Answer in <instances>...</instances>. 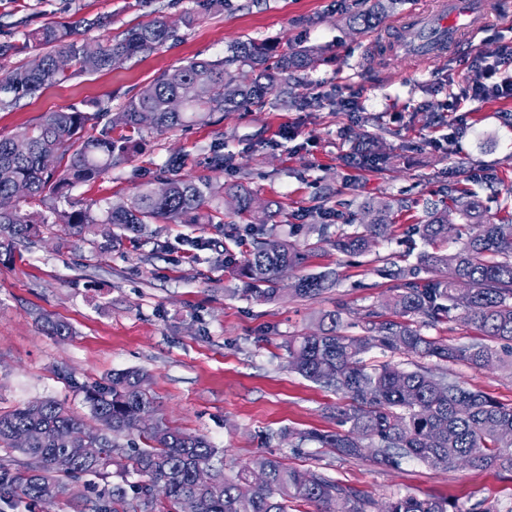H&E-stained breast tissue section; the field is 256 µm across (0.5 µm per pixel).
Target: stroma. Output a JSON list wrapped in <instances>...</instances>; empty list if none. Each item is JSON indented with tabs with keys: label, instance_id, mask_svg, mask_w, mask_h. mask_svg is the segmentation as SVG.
Listing matches in <instances>:
<instances>
[{
	"label": "stroma",
	"instance_id": "obj_1",
	"mask_svg": "<svg viewBox=\"0 0 512 512\" xmlns=\"http://www.w3.org/2000/svg\"><path fill=\"white\" fill-rule=\"evenodd\" d=\"M434 0H228L223 12L193 27L182 14L196 0H0V74L27 63L26 33L47 24L75 26L94 44L162 18L178 38L111 70L82 73L34 96L0 107V135L35 125L44 113L74 109L112 120L127 100L165 71L194 58L219 59L230 45L253 39L271 58L304 45L314 48L313 69L288 77V91L272 93L260 110L217 112L208 121L143 135L131 162L103 178L73 185L47 207L73 211L91 200L101 207L129 202L171 157L182 172L214 185L242 184L257 204L277 210L274 234L289 236L303 260L280 281L272 302L237 294L234 272L250 239L245 222L225 210L223 225L159 223L153 235L100 251L91 242L58 244L42 230L29 246L0 248V414L53 398L90 421L88 405L72 382L92 383L117 370L149 375V394L170 427L205 436L224 450L232 477L257 456L313 470L351 487L375 507L397 496L448 500L460 512H512V473L495 468L440 470L412 459L390 467L371 453L337 455L319 443L298 442L300 432H333L330 414L343 394L325 390L290 370L288 342L315 330L321 313L341 309L345 329L361 334L368 310L381 309L393 286L383 269L416 263L427 245L410 232L426 206L451 185L475 192L488 215L512 211V99L466 103L457 112L433 111L452 82L463 81L466 60L493 63L512 46V25L492 22L463 53L381 69L369 47L414 9ZM374 11L371 26L355 16ZM354 111H346L344 98ZM372 143L387 166L354 164L355 146ZM223 153V170L208 163ZM402 200L393 209L392 239L346 256L329 239L307 234L310 224L345 228L351 210L368 201ZM332 271L336 285L314 300L291 295L293 280ZM68 323L73 333L47 335L41 318ZM467 388L512 405V370L448 367ZM96 492L77 487L66 502L0 500V512H91Z\"/></svg>",
	"mask_w": 512,
	"mask_h": 512
}]
</instances>
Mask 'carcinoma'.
I'll list each match as a JSON object with an SVG mask.
<instances>
[{
  "label": "carcinoma",
  "mask_w": 512,
  "mask_h": 512,
  "mask_svg": "<svg viewBox=\"0 0 512 512\" xmlns=\"http://www.w3.org/2000/svg\"><path fill=\"white\" fill-rule=\"evenodd\" d=\"M174 33L167 21L154 19L128 29L120 39L99 41L100 51L93 55L74 28L44 26L27 34L23 43V48L38 51V65L26 63L0 82V106L61 82L69 67L76 73L110 70L165 46ZM316 62L313 49L299 47L272 66L266 46L246 39L231 45L221 59H193L163 73L94 134L85 133V113L58 110L23 132L0 136V248L30 240L47 223L57 228L56 237L63 242L100 233L105 238L101 248L110 249L131 236H143L160 221L220 225L226 204L242 217L252 216L255 198L247 188L232 186L220 197L211 182L182 176L174 160L161 178L168 187L166 195H156L155 187L145 184L120 208L102 211L95 201L71 212L54 208L50 222L38 211L7 204L19 183L28 189L22 201L40 206L51 197H64L75 182L97 180L131 159L135 133L187 127L246 104L262 107L274 90L288 87V72L310 69ZM117 125L126 133L115 137ZM447 199L415 227L432 251L396 273L397 283L383 304L390 317L368 310L364 335L353 336L342 332L341 313L329 311L319 317L315 332L289 342L292 369L348 397V403L333 409L340 425L348 427L346 432H303L300 440L345 456H359L368 448L389 466L413 458L435 469L494 467L512 472V405L463 386L444 368L411 370L401 362L368 366L363 360L364 354L379 348L394 356L462 361L475 369L512 368V212L498 219L487 215L478 196L466 188L448 189ZM365 209L369 220L336 236L338 252L356 255L391 235L388 205L369 204ZM454 214L457 224L452 222ZM274 217L276 213L266 211L247 225L252 249L239 265L244 287L238 292L260 302L276 298L280 271L300 260L294 244L266 232L265 225ZM450 238L461 241L453 253L440 249ZM448 267L453 268L451 278L420 277L423 271ZM335 284L327 274L306 275L295 280L291 294L314 299ZM447 319L474 326L482 340L457 346L423 335L422 328ZM148 381L146 372L130 368L113 373L106 384L74 385L97 423L91 428L54 399L0 414V451L6 454L0 458V498L68 499L73 480L89 476L104 481L115 466L121 481L99 495L93 512H119L131 493L139 512H183L188 500L194 512H289L295 500L319 512H369L372 507L354 489L315 471L290 468L274 457L258 456L235 477L224 476L223 452L208 439L174 429L161 417L140 425L143 412L155 413ZM135 430L145 447H122L118 437ZM19 432L28 435L27 443L15 441ZM75 435L83 447L98 453L60 469L55 459L71 447ZM384 512L457 509L446 500L408 495L388 501Z\"/></svg>",
  "instance_id": "carcinoma-1"
}]
</instances>
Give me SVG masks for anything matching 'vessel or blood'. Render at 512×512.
<instances>
[{
	"label": "vessel or blood",
	"instance_id": "1",
	"mask_svg": "<svg viewBox=\"0 0 512 512\" xmlns=\"http://www.w3.org/2000/svg\"><path fill=\"white\" fill-rule=\"evenodd\" d=\"M493 11L491 0H441L437 12H415L408 24L416 27L420 37L408 42L401 30H394L388 40L389 52L420 62L434 61L472 42L484 30Z\"/></svg>",
	"mask_w": 512,
	"mask_h": 512
}]
</instances>
